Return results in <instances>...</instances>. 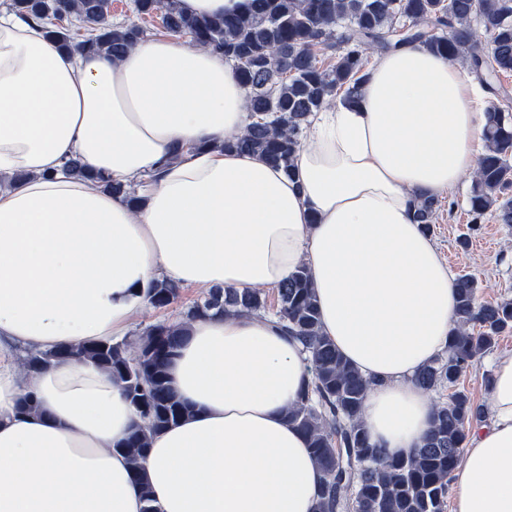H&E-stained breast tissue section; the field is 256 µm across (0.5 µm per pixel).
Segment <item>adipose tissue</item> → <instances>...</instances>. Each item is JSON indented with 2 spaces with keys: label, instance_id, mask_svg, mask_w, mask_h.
<instances>
[{
  "label": "adipose tissue",
  "instance_id": "ef3b65f1",
  "mask_svg": "<svg viewBox=\"0 0 512 512\" xmlns=\"http://www.w3.org/2000/svg\"><path fill=\"white\" fill-rule=\"evenodd\" d=\"M487 103L422 45L381 54L354 100L313 113L291 169L224 140L249 123L231 61L148 36L118 61L61 51L0 14V512H142L117 447L142 418L94 363L17 357L125 335L156 282L238 291L306 267L324 336L373 385L370 444L420 447L432 408L412 378L443 355L455 276L413 221L475 171ZM181 161L169 162L174 145ZM81 158L130 204L66 170ZM189 410L144 462L158 512H315L320 469L289 410L309 356L266 315L193 320L166 365ZM33 392L41 411L20 412ZM452 474V512H512V352Z\"/></svg>",
  "mask_w": 512,
  "mask_h": 512
}]
</instances>
